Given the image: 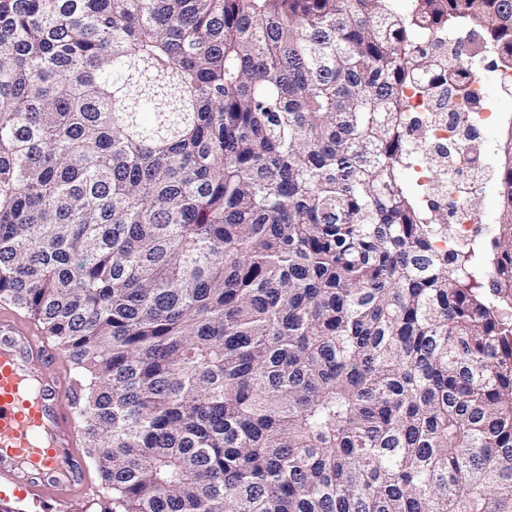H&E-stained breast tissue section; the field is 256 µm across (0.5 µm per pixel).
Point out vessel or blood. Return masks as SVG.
I'll return each mask as SVG.
<instances>
[{"label":"vessel or blood","mask_w":512,"mask_h":512,"mask_svg":"<svg viewBox=\"0 0 512 512\" xmlns=\"http://www.w3.org/2000/svg\"><path fill=\"white\" fill-rule=\"evenodd\" d=\"M43 336L0 315V479L53 512L87 492L77 468L78 382L43 361Z\"/></svg>","instance_id":"obj_1"}]
</instances>
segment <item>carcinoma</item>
Returning <instances> with one entry per match:
<instances>
[{"label": "carcinoma", "instance_id": "carcinoma-1", "mask_svg": "<svg viewBox=\"0 0 512 512\" xmlns=\"http://www.w3.org/2000/svg\"><path fill=\"white\" fill-rule=\"evenodd\" d=\"M0 0V302L79 382L104 512H512V135L484 241L412 99L512 0Z\"/></svg>", "mask_w": 512, "mask_h": 512}]
</instances>
